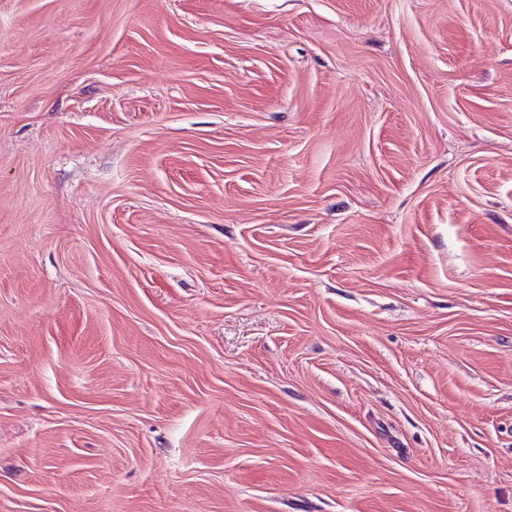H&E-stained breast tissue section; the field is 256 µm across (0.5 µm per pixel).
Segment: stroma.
I'll return each instance as SVG.
<instances>
[{"label": "stroma", "mask_w": 512, "mask_h": 512, "mask_svg": "<svg viewBox=\"0 0 512 512\" xmlns=\"http://www.w3.org/2000/svg\"><path fill=\"white\" fill-rule=\"evenodd\" d=\"M0 512H512V0H0Z\"/></svg>", "instance_id": "stroma-1"}]
</instances>
